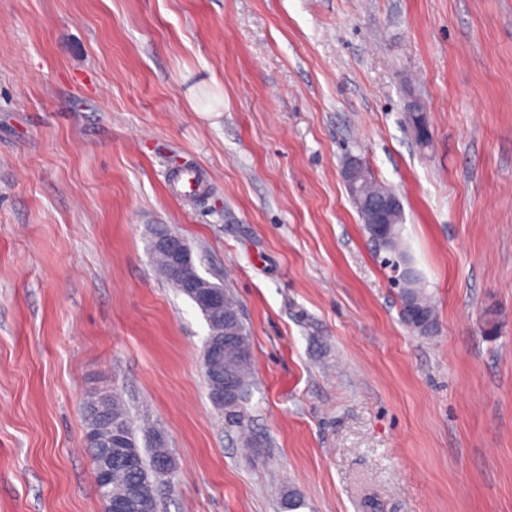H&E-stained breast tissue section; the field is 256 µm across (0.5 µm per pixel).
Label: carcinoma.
<instances>
[{
    "label": "carcinoma",
    "mask_w": 512,
    "mask_h": 512,
    "mask_svg": "<svg viewBox=\"0 0 512 512\" xmlns=\"http://www.w3.org/2000/svg\"><path fill=\"white\" fill-rule=\"evenodd\" d=\"M364 230L371 238L379 239V247L386 253L401 259L406 266V274L400 285L401 315L408 317L409 308H415L419 314V326L414 331L421 335L432 333L437 326L436 314L421 286L416 270L408 265L406 255L402 250L400 225L389 224L383 230L375 224L364 225ZM157 270L160 276L178 293L188 298L202 314L208 330H213V318L207 309L194 296L178 284L180 273L173 271L165 254L158 249L157 240H151ZM253 355L245 324H240L239 339L232 345L224 347L222 353V368L233 372L241 387L246 392L248 382L252 378ZM85 427H98L103 435L110 432L120 433L130 449L134 450L140 464L129 470L122 467L112 468V484L100 491L103 500L109 498L125 500L129 503L127 512H157V497L162 476L157 464L166 459H172L168 450V437L159 427L145 430L147 447L140 448L136 432L130 422L126 408L119 400L107 391L95 392L84 402ZM280 506L285 512H296L303 506L301 494L294 488L284 490Z\"/></svg>",
    "instance_id": "1"
}]
</instances>
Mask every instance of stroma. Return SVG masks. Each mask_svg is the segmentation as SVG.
I'll return each mask as SVG.
<instances>
[{"mask_svg":"<svg viewBox=\"0 0 512 512\" xmlns=\"http://www.w3.org/2000/svg\"><path fill=\"white\" fill-rule=\"evenodd\" d=\"M352 159L402 202L433 335ZM159 227L242 305L241 425ZM97 388L168 435L158 512L288 487L302 512H512V0H0V512H105ZM364 169H365V167H364L363 163H361L359 161H352L346 166V168L344 170V179H345L347 188L349 190V193L351 195L360 193L362 186L359 185V182L362 179ZM365 175H366L368 182L370 183V189H369L370 196H376L379 194L387 195V193L385 191L380 189L379 184H377L372 179L371 175L369 174V172L366 169H365Z\"/></svg>","mask_w":512,"mask_h":512,"instance_id":"stroma-1","label":"stroma"}]
</instances>
